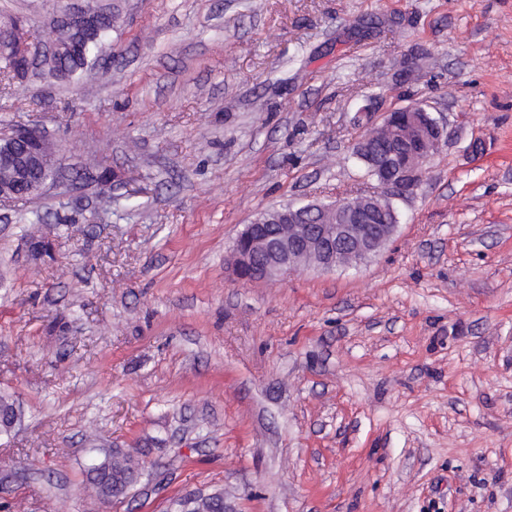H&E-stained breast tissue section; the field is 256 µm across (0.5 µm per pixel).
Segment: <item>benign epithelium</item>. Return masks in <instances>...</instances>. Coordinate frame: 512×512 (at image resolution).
I'll return each mask as SVG.
<instances>
[{
    "label": "benign epithelium",
    "instance_id": "benign-epithelium-1",
    "mask_svg": "<svg viewBox=\"0 0 512 512\" xmlns=\"http://www.w3.org/2000/svg\"><path fill=\"white\" fill-rule=\"evenodd\" d=\"M88 23L82 9H64L54 16L48 40L27 32L21 22L0 25V55L12 53L27 68L56 55L64 34ZM366 127L356 152L367 157L381 192L266 211L245 225L233 243L229 265L237 280L268 281L305 266L322 271L359 267L380 253L399 223L389 197L417 186L425 164L442 146L443 129L417 105L388 112L379 123L369 120ZM12 137L22 144L23 154L0 150V167L13 172L14 195L20 198L36 184L47 186L43 160L55 168L58 163L39 126L25 124Z\"/></svg>",
    "mask_w": 512,
    "mask_h": 512
}]
</instances>
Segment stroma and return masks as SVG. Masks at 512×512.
<instances>
[{"instance_id": "stroma-1", "label": "stroma", "mask_w": 512, "mask_h": 512, "mask_svg": "<svg viewBox=\"0 0 512 512\" xmlns=\"http://www.w3.org/2000/svg\"><path fill=\"white\" fill-rule=\"evenodd\" d=\"M97 3L107 75L0 89L60 159L0 200V512H512V0ZM412 104L443 143L376 257L232 276L261 212L376 191L356 112ZM97 448L145 462L123 502L85 487Z\"/></svg>"}]
</instances>
